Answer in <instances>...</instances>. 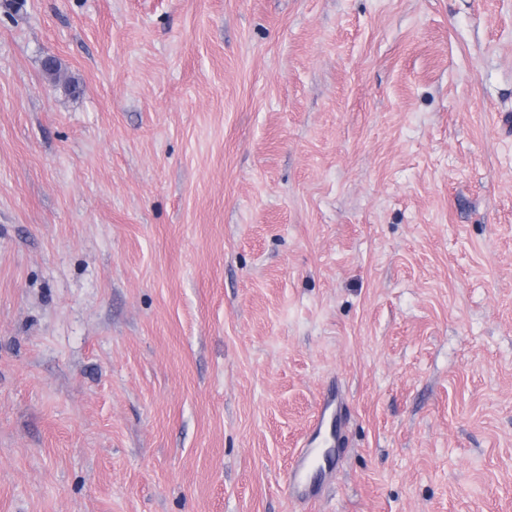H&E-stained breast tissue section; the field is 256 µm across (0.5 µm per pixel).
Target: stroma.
<instances>
[{
	"mask_svg": "<svg viewBox=\"0 0 512 512\" xmlns=\"http://www.w3.org/2000/svg\"><path fill=\"white\" fill-rule=\"evenodd\" d=\"M0 512H512V0H0ZM310 453V448H304L291 463L288 477V493L295 500H311L318 497L321 493L319 483L304 478Z\"/></svg>",
	"mask_w": 512,
	"mask_h": 512,
	"instance_id": "stroma-1",
	"label": "stroma"
}]
</instances>
